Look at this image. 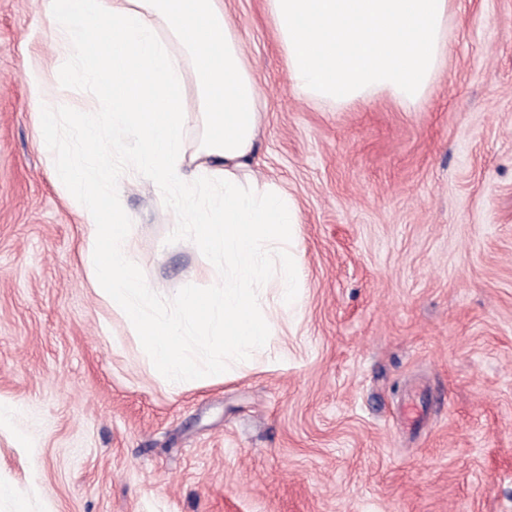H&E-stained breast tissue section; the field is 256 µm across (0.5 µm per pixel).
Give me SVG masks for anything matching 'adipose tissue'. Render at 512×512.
<instances>
[{
  "label": "adipose tissue",
  "mask_w": 512,
  "mask_h": 512,
  "mask_svg": "<svg viewBox=\"0 0 512 512\" xmlns=\"http://www.w3.org/2000/svg\"><path fill=\"white\" fill-rule=\"evenodd\" d=\"M55 34L65 76L91 78L111 116L108 126L86 125L93 165L60 153L56 114L38 66L26 72L42 100L44 148L58 183L75 207L94 210L112 194L108 132L134 130L140 141L138 171L160 187L179 188L183 199H206V219L194 225L197 249L218 253L231 272L221 287L182 299L169 317L156 316L154 298L131 261L127 225L95 224L86 238L89 277L98 295L121 310L140 333L157 371L179 387L201 376L195 346L223 343V372L241 351L264 348L274 322L262 309L269 278L263 254L277 251L279 280L288 284L294 260L288 240L298 223L294 202L269 184L250 180L261 125L259 90L243 54L236 21L224 0H42ZM193 76L196 109H188L184 79ZM200 130L197 148L186 152L188 126ZM195 321L187 338L185 323Z\"/></svg>",
  "instance_id": "1"
}]
</instances>
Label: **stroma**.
<instances>
[{"instance_id": "1", "label": "stroma", "mask_w": 512, "mask_h": 512, "mask_svg": "<svg viewBox=\"0 0 512 512\" xmlns=\"http://www.w3.org/2000/svg\"><path fill=\"white\" fill-rule=\"evenodd\" d=\"M262 96L254 174L294 200L291 301L218 375L174 388L87 274L127 219L170 314L216 286L184 210L110 146L114 207L76 209L42 146L39 63L71 155L104 114L37 0H0V512H512V0H449L425 95L292 91L266 0H226Z\"/></svg>"}]
</instances>
